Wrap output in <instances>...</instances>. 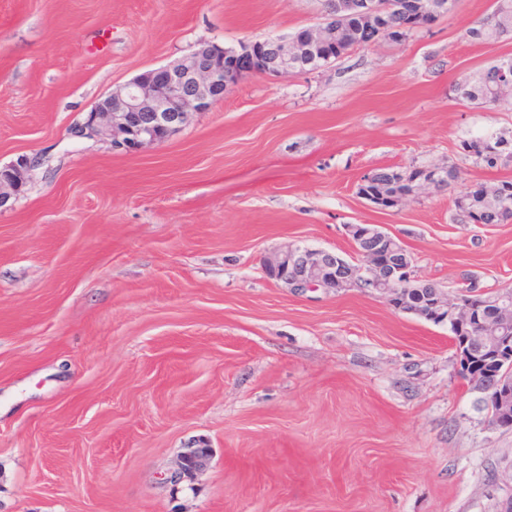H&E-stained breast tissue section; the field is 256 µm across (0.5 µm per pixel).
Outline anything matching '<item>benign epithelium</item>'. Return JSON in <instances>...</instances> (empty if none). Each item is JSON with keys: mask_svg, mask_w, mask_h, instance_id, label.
I'll return each instance as SVG.
<instances>
[{"mask_svg": "<svg viewBox=\"0 0 512 512\" xmlns=\"http://www.w3.org/2000/svg\"><path fill=\"white\" fill-rule=\"evenodd\" d=\"M418 5L417 0H330L329 22L303 30V37L256 40L262 55L259 66L249 46L227 55L223 46L203 43L190 54L149 69L99 99L71 134L87 140L107 139L112 150L122 154L164 144L181 131L191 114L208 112L222 102L224 94L247 73L259 70L267 77H282L320 69L316 60L336 45V21L359 16L388 19L386 24L373 23L367 29L364 44L372 46L410 30ZM37 164V157L22 155L0 167V211L21 194L28 173ZM426 172L429 177L406 182L409 189L400 201L435 187L443 168L429 167ZM347 233L356 262L332 250L288 247L265 258V274L296 295L338 292L359 283L400 312L424 314L430 321L455 326L460 376L496 402L503 417L512 415V383L504 380L500 370L473 371L469 361L476 355L489 366L512 361V290L498 289V311L486 315L480 296L488 290L477 287L450 297L435 284L412 277L411 254L382 225L349 224ZM210 454L211 449L204 445L189 449L166 481L177 486L192 479L207 465Z\"/></svg>", "mask_w": 512, "mask_h": 512, "instance_id": "benign-epithelium-1", "label": "benign epithelium"}]
</instances>
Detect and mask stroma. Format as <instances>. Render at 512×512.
<instances>
[{
    "instance_id": "1",
    "label": "stroma",
    "mask_w": 512,
    "mask_h": 512,
    "mask_svg": "<svg viewBox=\"0 0 512 512\" xmlns=\"http://www.w3.org/2000/svg\"><path fill=\"white\" fill-rule=\"evenodd\" d=\"M493 0L313 74L243 77L135 155L75 123L144 71L322 23L325 0H0V166L39 159L0 211V512H500L512 430L458 374L448 325L368 288L297 296L263 258L353 259L380 224L444 292L512 287V222L460 224L469 185L512 180L464 143L512 110L452 85L512 58L466 30ZM453 166L456 190L391 212L382 167ZM205 469L165 481L178 457ZM206 445L199 448H190L181 455L176 468L168 473L165 480L173 486H177L186 480L192 479L199 471L207 465L211 449Z\"/></svg>"
}]
</instances>
